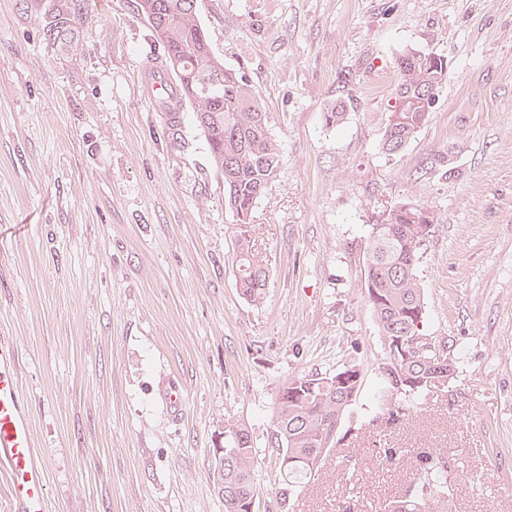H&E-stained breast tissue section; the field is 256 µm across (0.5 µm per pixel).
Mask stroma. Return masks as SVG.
<instances>
[{
    "instance_id": "1",
    "label": "stroma",
    "mask_w": 512,
    "mask_h": 512,
    "mask_svg": "<svg viewBox=\"0 0 512 512\" xmlns=\"http://www.w3.org/2000/svg\"><path fill=\"white\" fill-rule=\"evenodd\" d=\"M137 0H0V334L52 512H224V427L250 431L255 512H357L420 492L415 450L452 454L439 512H512V0H198L213 52L259 95L284 163L252 212L269 270L237 285L238 226L190 112L144 98L161 50ZM448 77L400 153L381 148L407 49ZM342 105L344 120L324 114ZM449 155L451 179L439 166ZM425 206L424 332L455 373L391 426L361 286L371 224ZM356 402L309 481L279 473L282 383L349 357ZM383 447L407 449L393 465Z\"/></svg>"
}]
</instances>
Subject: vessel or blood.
Masks as SVG:
<instances>
[{
  "mask_svg": "<svg viewBox=\"0 0 512 512\" xmlns=\"http://www.w3.org/2000/svg\"><path fill=\"white\" fill-rule=\"evenodd\" d=\"M149 95L155 106L181 99L179 86L152 80ZM20 355L14 341L0 336V465L10 485V512H49L46 478L34 449L29 401L19 383Z\"/></svg>",
  "mask_w": 512,
  "mask_h": 512,
  "instance_id": "b4317fda",
  "label": "vessel or blood"
}]
</instances>
